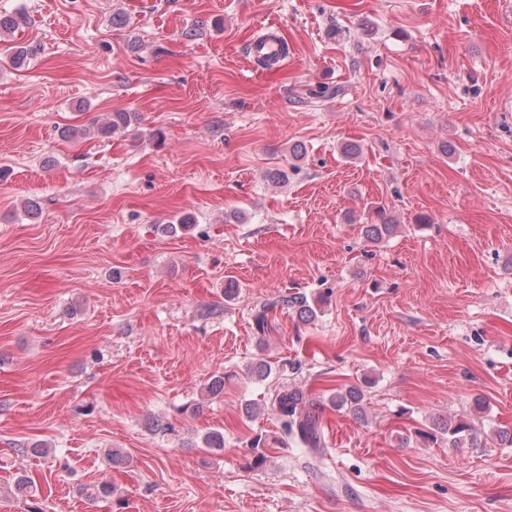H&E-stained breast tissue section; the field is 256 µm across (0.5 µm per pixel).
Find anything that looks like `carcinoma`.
<instances>
[{
  "mask_svg": "<svg viewBox=\"0 0 512 512\" xmlns=\"http://www.w3.org/2000/svg\"><path fill=\"white\" fill-rule=\"evenodd\" d=\"M131 121L128 112H114L109 120L99 127V132L105 136L125 128ZM380 223L365 224L362 226L364 237L373 243L380 242L391 236L396 225L390 223L383 212H378ZM277 307L297 308L307 318L317 316V309L308 304L304 295H281L271 302L262 303L254 314V323L257 329L262 330L267 324V314ZM363 392L358 387H351L342 392L338 391L329 396V404L335 408H345L356 416L364 413ZM272 406L276 407L278 414L283 419V431L285 435L292 437L294 443L300 448L322 456L326 453V441L323 427L316 414L313 400L307 398L300 388L282 386L274 390ZM437 433L448 437V447L470 448L479 447L478 431L468 421L463 419L448 420L446 423L436 425ZM15 490L25 499L24 512H44L42 499L38 495L34 480L26 475L18 476ZM86 498L90 501L98 499H110L114 493L112 483L102 481L84 489Z\"/></svg>",
  "mask_w": 512,
  "mask_h": 512,
  "instance_id": "1",
  "label": "carcinoma"
}]
</instances>
